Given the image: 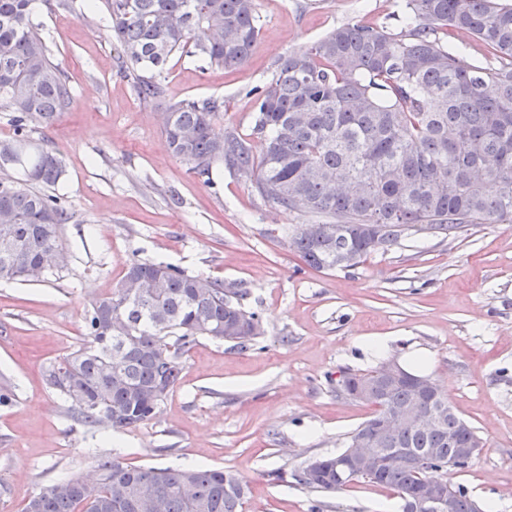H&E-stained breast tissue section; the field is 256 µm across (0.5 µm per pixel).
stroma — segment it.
<instances>
[{
    "mask_svg": "<svg viewBox=\"0 0 512 512\" xmlns=\"http://www.w3.org/2000/svg\"><path fill=\"white\" fill-rule=\"evenodd\" d=\"M262 29L241 66L168 64L160 100L140 101L90 0H32L31 17L67 75L73 104L34 140L65 164L53 188L70 219L64 267L42 282L0 280V512H23L42 487L96 477L97 455L131 465L229 468L248 485L245 512H400L394 491L356 482L338 493L293 474L342 451L371 404L339 395L341 371L381 356L425 354L459 416L486 445L448 481L481 508L512 512V223L409 237L365 263L319 272L281 237L304 215L263 202L215 165L210 183L170 152L160 115L185 98H218L214 132L249 137L252 88L278 60L349 22L400 31L405 0H256ZM136 260L248 288L263 333L239 348L203 338L159 413L133 432L76 419L44 370L88 343L84 317Z\"/></svg>",
    "mask_w": 512,
    "mask_h": 512,
    "instance_id": "obj_1",
    "label": "stroma"
}]
</instances>
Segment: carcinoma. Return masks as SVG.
I'll return each mask as SVG.
<instances>
[{"label":"carcinoma","instance_id":"cac0c4a2","mask_svg":"<svg viewBox=\"0 0 512 512\" xmlns=\"http://www.w3.org/2000/svg\"><path fill=\"white\" fill-rule=\"evenodd\" d=\"M112 20L111 35L133 73L139 99L164 94L165 66L175 55L205 66L232 69L257 46L261 23L256 0H97ZM31 0H0V112L12 113L14 137L0 142V167L23 173L0 183V279L41 282L55 274L47 254L61 246L69 219L62 198L39 187L56 185L62 161L34 142L28 122L49 126L73 96L59 63L33 23ZM404 28L342 25L290 52L273 79L249 91L251 140L228 131L212 136L224 111L218 98L185 99L168 106L162 130L172 154L204 182L221 163L246 178L252 191L278 208L299 211L335 233L298 224L283 230L299 260L317 271L338 259L367 260L376 248L367 226L387 251L409 236L456 235L471 224L512 223V4L504 0H406ZM465 34L494 64H465L448 52L438 31ZM97 299L85 317L89 345L46 370L47 384L70 403L77 419L114 432L131 431L158 414L165 398L151 390L174 388L182 355L202 338L244 347L262 334L258 315L243 307L249 290L192 276L164 262L130 263L122 283ZM115 321L126 324L122 337ZM356 398L374 415L349 433L391 455L407 450L428 468L448 465L458 449L481 440L441 386L422 396L414 384H387L379 367L349 374ZM437 413L430 429L395 433L383 422L404 408ZM95 498L80 479L44 487L37 512H244L247 486L224 492L229 469L143 467L98 457ZM119 469L136 492H165L153 508L126 509L112 484ZM423 472L390 464L373 476L336 479V457L317 472L293 474L301 485L334 493L356 480L392 489L402 512ZM456 512H474L466 488L451 486Z\"/></svg>","mask_w":512,"mask_h":512}]
</instances>
